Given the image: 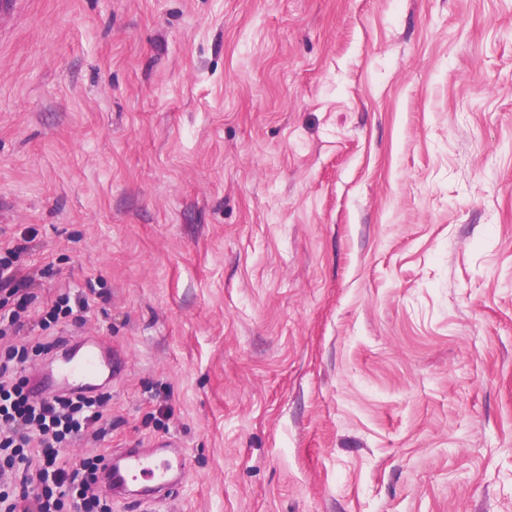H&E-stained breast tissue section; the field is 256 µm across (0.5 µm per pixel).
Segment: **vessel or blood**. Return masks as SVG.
<instances>
[{
  "instance_id": "1",
  "label": "vessel or blood",
  "mask_w": 512,
  "mask_h": 512,
  "mask_svg": "<svg viewBox=\"0 0 512 512\" xmlns=\"http://www.w3.org/2000/svg\"><path fill=\"white\" fill-rule=\"evenodd\" d=\"M116 367L111 348L82 340L66 343L59 351L54 365L33 376L35 396L47 393L77 394L93 390L95 379L111 376ZM173 466L168 462L151 460L149 454L130 450L119 459L110 461L101 478V487L112 493L137 484L140 477H147L149 484L141 488L144 500L156 499L158 492L169 485Z\"/></svg>"
}]
</instances>
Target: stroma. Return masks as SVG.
Instances as JSON below:
<instances>
[{
  "label": "stroma",
  "instance_id": "1",
  "mask_svg": "<svg viewBox=\"0 0 512 512\" xmlns=\"http://www.w3.org/2000/svg\"><path fill=\"white\" fill-rule=\"evenodd\" d=\"M18 240L123 356L62 459L187 463L112 512H512V0H12Z\"/></svg>",
  "mask_w": 512,
  "mask_h": 512
}]
</instances>
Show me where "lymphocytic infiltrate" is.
<instances>
[{"mask_svg": "<svg viewBox=\"0 0 512 512\" xmlns=\"http://www.w3.org/2000/svg\"><path fill=\"white\" fill-rule=\"evenodd\" d=\"M0 512H112L99 489V457L74 463L60 459L71 437L104 440L112 429L110 396L52 395L34 398L26 365L32 356L58 348V340L24 336L22 316L34 303L10 258L0 257Z\"/></svg>", "mask_w": 512, "mask_h": 512, "instance_id": "1", "label": "lymphocytic infiltrate"}]
</instances>
